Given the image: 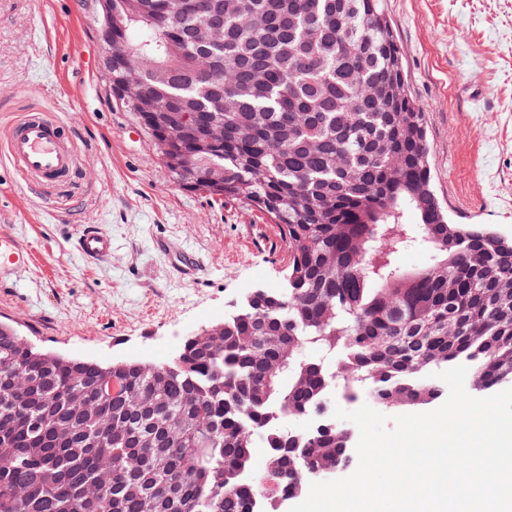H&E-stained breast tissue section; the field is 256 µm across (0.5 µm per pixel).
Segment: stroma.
<instances>
[{
	"label": "stroma",
	"mask_w": 512,
	"mask_h": 512,
	"mask_svg": "<svg viewBox=\"0 0 512 512\" xmlns=\"http://www.w3.org/2000/svg\"><path fill=\"white\" fill-rule=\"evenodd\" d=\"M87 0H0V140L24 113H50L75 135L80 168L44 203L0 150V231L33 252L0 283V320L40 349L109 364L169 362L185 334L223 321L288 266L274 224L245 204L183 190L134 113L115 103ZM425 113L434 188L458 224L512 236V0H382ZM112 236L86 263L76 228ZM198 258L179 273L159 250Z\"/></svg>",
	"instance_id": "stroma-1"
}]
</instances>
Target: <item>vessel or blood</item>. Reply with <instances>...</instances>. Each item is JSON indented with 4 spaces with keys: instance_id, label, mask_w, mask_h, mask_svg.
Instances as JSON below:
<instances>
[{
    "instance_id": "obj_1",
    "label": "vessel or blood",
    "mask_w": 512,
    "mask_h": 512,
    "mask_svg": "<svg viewBox=\"0 0 512 512\" xmlns=\"http://www.w3.org/2000/svg\"><path fill=\"white\" fill-rule=\"evenodd\" d=\"M7 153L25 181L46 190L70 184L79 168L73 139L42 112L30 113L12 127ZM79 247L86 260L102 262L112 255V238L98 228L85 227L79 233ZM31 261L30 251L20 247L10 232H0V281L26 271Z\"/></svg>"
}]
</instances>
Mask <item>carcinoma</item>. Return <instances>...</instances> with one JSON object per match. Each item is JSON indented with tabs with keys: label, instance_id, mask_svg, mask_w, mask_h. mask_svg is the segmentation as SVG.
Listing matches in <instances>:
<instances>
[{
	"label": "carcinoma",
	"instance_id": "cac0c4a2",
	"mask_svg": "<svg viewBox=\"0 0 512 512\" xmlns=\"http://www.w3.org/2000/svg\"><path fill=\"white\" fill-rule=\"evenodd\" d=\"M196 2L126 0L112 81L140 77L162 111L224 130L199 154L173 135L199 163L191 190L223 166L224 198L278 226L288 286L225 315L216 348L186 336L170 363H127L124 398L99 396L110 368L0 328V512H256L344 460L339 429L279 426L332 387L427 405L443 389L423 358L470 366L484 391L512 381V237L451 222L436 196L382 0ZM416 234L433 261L405 270Z\"/></svg>",
	"mask_w": 512,
	"mask_h": 512
}]
</instances>
